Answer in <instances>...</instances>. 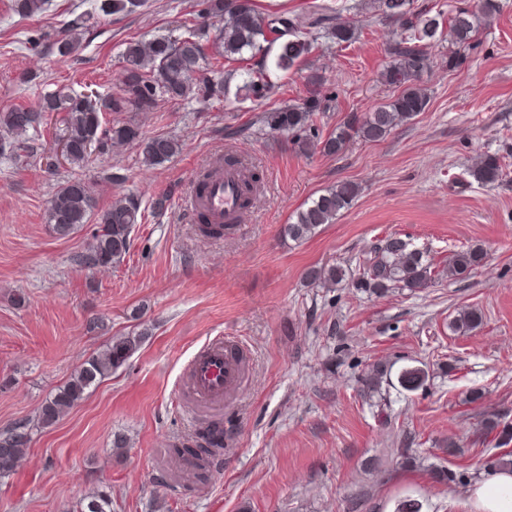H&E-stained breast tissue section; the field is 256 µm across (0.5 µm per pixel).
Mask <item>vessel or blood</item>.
I'll return each mask as SVG.
<instances>
[{"label":"vessel or blood","mask_w":512,"mask_h":512,"mask_svg":"<svg viewBox=\"0 0 512 512\" xmlns=\"http://www.w3.org/2000/svg\"><path fill=\"white\" fill-rule=\"evenodd\" d=\"M212 174L204 194L205 213L211 223H222L236 210L237 177L212 163ZM240 353L228 340H215L201 347L187 366L188 384L195 401L202 405L223 404L225 395L237 386Z\"/></svg>","instance_id":"1"}]
</instances>
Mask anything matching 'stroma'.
I'll return each instance as SVG.
<instances>
[{"mask_svg": "<svg viewBox=\"0 0 512 512\" xmlns=\"http://www.w3.org/2000/svg\"><path fill=\"white\" fill-rule=\"evenodd\" d=\"M132 15L103 14L102 0H48L22 18L0 0V110L37 106L60 88L119 93L127 40L178 36L196 24L200 0H150ZM265 14L310 16L340 11L358 28L350 45L320 39L313 66L327 78L336 108L323 132L393 92L378 73L398 27L374 15L369 0H255ZM482 25L457 69L444 66L447 41L434 43L421 77L426 112L385 140L353 139L340 155L296 154L281 135L227 147L226 126L250 124L253 109L230 103L178 105L155 112L109 113L146 135L180 140L171 162L148 167L136 147L75 170L65 162L22 167L0 157V431L32 423V441L13 473L0 478V512H77L87 494H110L112 512H392L397 496L418 498L422 512H448L449 501L485 477L501 449L480 422L512 421V0ZM92 14L82 48L62 59L63 26ZM262 175V192L232 236L203 239L182 206L195 171L226 152ZM498 155L507 178L494 186L469 174L475 157ZM121 181L98 184L100 207L134 195L141 202L132 245L117 267L88 270L73 261L97 224L56 238L46 222L57 186L100 171ZM360 194L335 223L297 244L282 234L290 215L340 181ZM170 193L167 210L152 198ZM392 233L428 251L436 267L453 253L482 246L486 258L469 278H440L421 291L377 297L340 285L316 288L310 266L356 268ZM481 311L473 332L448 322L462 308ZM150 329L128 363L91 389L56 423L37 426L45 399L113 337ZM227 336L248 358L223 405L205 408L183 394L185 368L206 342ZM421 364L425 385L395 387L383 407L361 392L371 365ZM480 405L466 403L471 390ZM223 420L220 465L197 473L169 457L201 422ZM126 445L114 447L115 436ZM459 477L434 483L426 466L401 467L396 451L433 457L446 443Z\"/></svg>", "mask_w": 512, "mask_h": 512, "instance_id": "35a3bbf8", "label": "stroma"}]
</instances>
